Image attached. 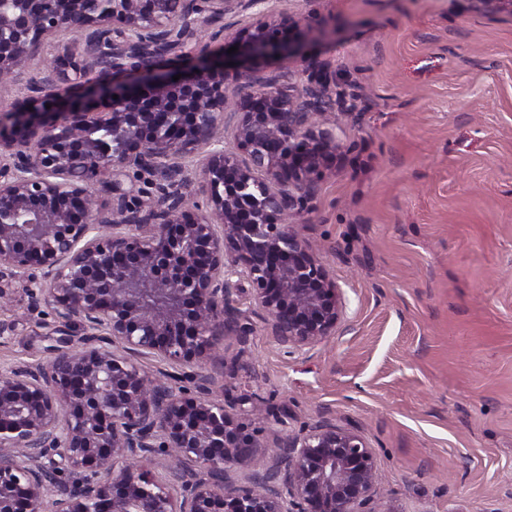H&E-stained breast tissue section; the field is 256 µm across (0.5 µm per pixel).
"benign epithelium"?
<instances>
[{"label":"benign epithelium","instance_id":"7a95c632","mask_svg":"<svg viewBox=\"0 0 512 512\" xmlns=\"http://www.w3.org/2000/svg\"><path fill=\"white\" fill-rule=\"evenodd\" d=\"M279 2L0 0V93L36 70L23 101L5 112L0 98V279L22 281L61 335L81 336L46 364L0 371V512H383L356 429L323 420L268 457L213 398L211 374L149 384L138 364L201 367L246 333L234 277L290 353L341 325L342 289L288 223L341 150L336 76L264 78L245 62L300 52ZM236 11L250 22L222 23ZM60 32L75 39L56 44ZM217 41L240 50L234 72L211 63ZM188 53L192 78L157 71ZM101 98L105 109L91 106ZM144 172L162 179L130 196L123 178ZM174 451L179 466L155 474L149 463ZM244 462L248 485L230 482Z\"/></svg>","mask_w":512,"mask_h":512}]
</instances>
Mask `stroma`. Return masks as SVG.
<instances>
[{"mask_svg": "<svg viewBox=\"0 0 512 512\" xmlns=\"http://www.w3.org/2000/svg\"><path fill=\"white\" fill-rule=\"evenodd\" d=\"M302 50L260 75L338 74L340 154L299 230L343 291L342 327L289 354L247 282L218 385L260 444L323 419L376 452L383 512H512V7L496 0H290ZM0 366L47 362L60 335L0 281Z\"/></svg>", "mask_w": 512, "mask_h": 512, "instance_id": "35a3bbf8", "label": "stroma"}]
</instances>
